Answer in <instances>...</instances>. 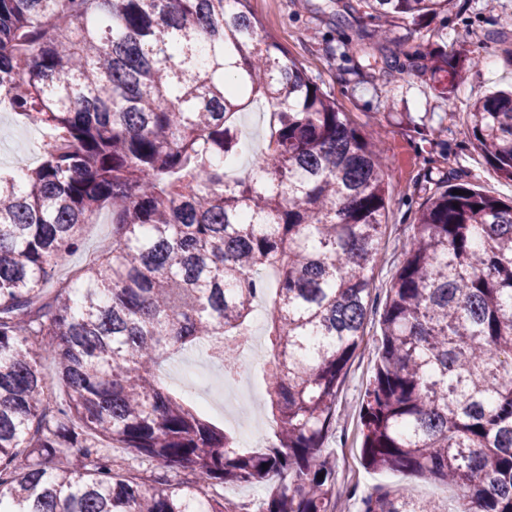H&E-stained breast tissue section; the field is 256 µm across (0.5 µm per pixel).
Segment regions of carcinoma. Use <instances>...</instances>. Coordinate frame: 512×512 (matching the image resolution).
<instances>
[{
  "label": "carcinoma",
  "instance_id": "carcinoma-1",
  "mask_svg": "<svg viewBox=\"0 0 512 512\" xmlns=\"http://www.w3.org/2000/svg\"><path fill=\"white\" fill-rule=\"evenodd\" d=\"M360 2V52L384 73L395 27L448 4ZM419 59L449 98L462 52L428 45ZM257 103L267 134L239 172V118ZM0 104L59 141L0 174V512H236L226 484L264 487L260 512H332L323 447L372 313L390 200L379 142L250 0H0ZM467 129L512 180V92L474 104ZM104 207L111 245L48 287ZM266 295L275 428L242 451L159 373L202 345L233 363L227 342ZM379 327L363 465L456 488V512H512V203L436 183ZM45 355L66 393L54 407ZM114 443L184 478L148 485ZM359 512L446 510L403 487Z\"/></svg>",
  "mask_w": 512,
  "mask_h": 512
}]
</instances>
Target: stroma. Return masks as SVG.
<instances>
[{"label": "stroma", "mask_w": 512, "mask_h": 512, "mask_svg": "<svg viewBox=\"0 0 512 512\" xmlns=\"http://www.w3.org/2000/svg\"><path fill=\"white\" fill-rule=\"evenodd\" d=\"M251 7L264 30L303 63L309 77L335 95L354 124L375 129L381 135L389 156L385 179L391 198L383 259L374 274L373 295L377 301L385 299L402 244L411 235L417 212L437 180L460 179L503 201L512 200V181L498 177L467 148L465 117L477 99L512 88V65L504 60L505 52L512 49V31L501 29L502 21L512 18V0H449L447 11L436 17L406 20L384 45V54L400 64L399 70L386 74L363 67L358 34L370 25L364 11H352L346 24L339 26L326 0H251ZM435 42L464 47L480 59L479 64L467 67L447 100L431 90L428 76L411 66L417 51ZM44 139L41 129L0 109V171L35 166L41 160ZM111 240L112 216L104 211L85 225L80 249L57 268L55 282L70 279ZM378 334L377 320H370L338 397L336 427L325 442L336 458L340 495L336 512H358L363 494L406 485L417 496L455 507L457 492L446 484L371 470L361 461L359 411L373 372ZM190 368L206 372L191 386L184 381V373ZM220 372L217 362L205 360L200 350L190 349L167 363L163 380L187 402L204 409L216 424L237 435L241 428L236 421L206 405L209 379Z\"/></svg>", "instance_id": "1"}]
</instances>
